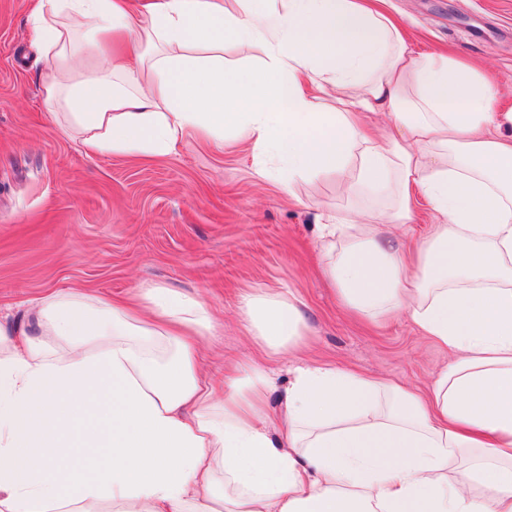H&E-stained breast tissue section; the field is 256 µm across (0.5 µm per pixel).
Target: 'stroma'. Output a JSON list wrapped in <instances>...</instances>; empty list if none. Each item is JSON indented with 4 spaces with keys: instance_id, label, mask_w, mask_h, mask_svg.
I'll use <instances>...</instances> for the list:
<instances>
[{
    "instance_id": "obj_1",
    "label": "stroma",
    "mask_w": 512,
    "mask_h": 512,
    "mask_svg": "<svg viewBox=\"0 0 512 512\" xmlns=\"http://www.w3.org/2000/svg\"><path fill=\"white\" fill-rule=\"evenodd\" d=\"M30 0H0V322H27L57 290L119 298L144 284L209 303L211 375L256 350L240 320L243 294L292 291L307 319L303 353L274 362L279 388L300 364L335 367L419 391L454 358L423 336L409 313L376 324L341 307L319 269V227L357 207L335 180H297L293 194L259 169L277 159L225 134L223 147L190 139L171 155H92L64 134L30 41ZM416 50L479 64L512 107V0H385ZM413 220L384 226L412 247L441 218L422 199Z\"/></svg>"
}]
</instances>
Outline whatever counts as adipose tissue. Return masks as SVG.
<instances>
[{
    "label": "adipose tissue",
    "mask_w": 512,
    "mask_h": 512,
    "mask_svg": "<svg viewBox=\"0 0 512 512\" xmlns=\"http://www.w3.org/2000/svg\"><path fill=\"white\" fill-rule=\"evenodd\" d=\"M235 2L31 0L52 66L77 44L96 58L47 93L91 154L168 155L229 129L281 161L285 193L332 177L384 199L375 223L322 225L324 274L344 307L409 311L456 358L423 395L324 367L282 391L256 363L218 382L204 301L48 294L33 329L0 324V512H512V110L366 0ZM228 44L265 59L239 66ZM363 111L391 133L367 137ZM415 192L442 221L406 249L378 227L407 223ZM240 312L268 356L303 346L291 293Z\"/></svg>",
    "instance_id": "1"
}]
</instances>
